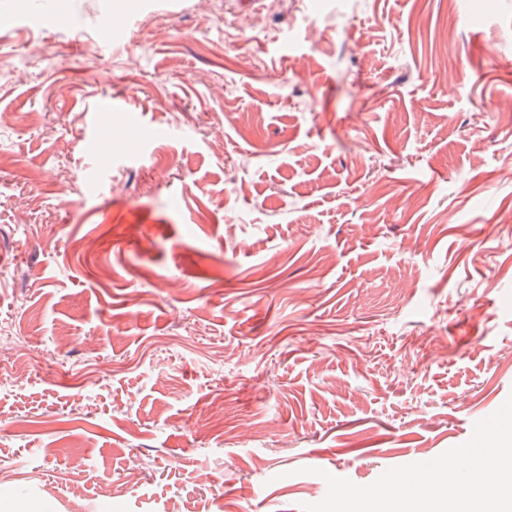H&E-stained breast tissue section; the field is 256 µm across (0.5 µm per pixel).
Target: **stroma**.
I'll return each mask as SVG.
<instances>
[{"label": "stroma", "instance_id": "1", "mask_svg": "<svg viewBox=\"0 0 512 512\" xmlns=\"http://www.w3.org/2000/svg\"><path fill=\"white\" fill-rule=\"evenodd\" d=\"M124 8L0 0V490L301 512L466 442L512 394V0Z\"/></svg>", "mask_w": 512, "mask_h": 512}]
</instances>
